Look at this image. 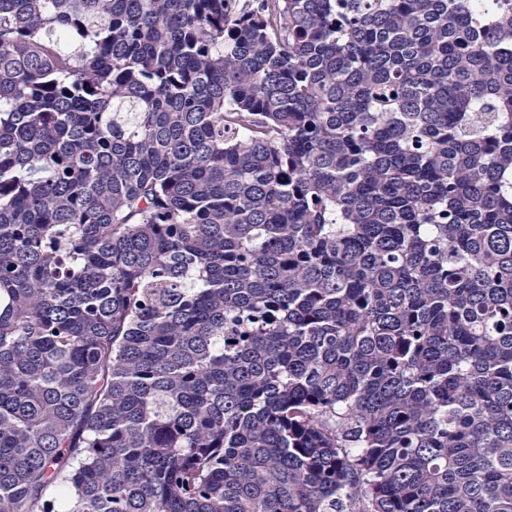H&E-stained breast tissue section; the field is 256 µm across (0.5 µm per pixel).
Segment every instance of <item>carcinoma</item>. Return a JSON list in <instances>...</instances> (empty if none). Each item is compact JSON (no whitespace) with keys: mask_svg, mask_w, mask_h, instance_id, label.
I'll return each instance as SVG.
<instances>
[{"mask_svg":"<svg viewBox=\"0 0 512 512\" xmlns=\"http://www.w3.org/2000/svg\"><path fill=\"white\" fill-rule=\"evenodd\" d=\"M0 512H512V0H0Z\"/></svg>","mask_w":512,"mask_h":512,"instance_id":"carcinoma-1","label":"carcinoma"}]
</instances>
